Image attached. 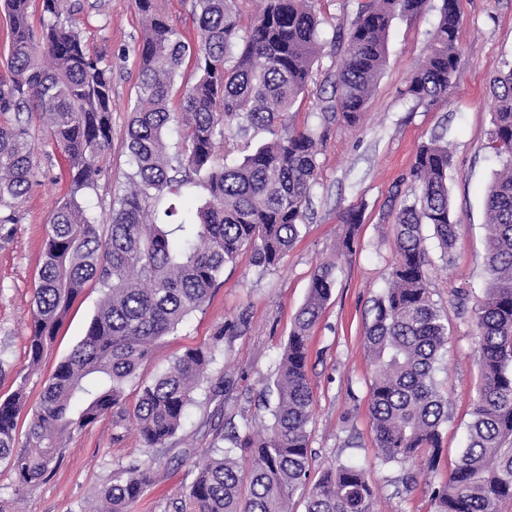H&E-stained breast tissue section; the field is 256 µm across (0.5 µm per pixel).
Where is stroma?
Here are the masks:
<instances>
[{"mask_svg":"<svg viewBox=\"0 0 512 512\" xmlns=\"http://www.w3.org/2000/svg\"><path fill=\"white\" fill-rule=\"evenodd\" d=\"M362 0H318L322 50L307 93L289 114L300 129L323 123L320 108L333 95L331 80L346 47L341 37ZM77 27L91 53L112 69V145L99 160L96 187L86 197L98 221L131 170L126 149L136 98L137 45L142 16L135 0H70ZM442 0H428L421 13L396 18L387 38V63L358 126L327 122L320 172L306 204V227L281 263L254 265L242 252L225 265L209 300L153 348L135 380L125 386V417H100L70 438L56 469L38 484L18 489L7 463H0V512H96L95 494L131 466L150 463L152 486L131 512H193L188 496L204 452L227 448V431L259 433L271 423L279 358L304 303L317 264L335 265L332 295L309 341L308 376L314 406L308 424L310 481L334 462L366 465L373 512H433L432 490L455 469L466 445L471 402L479 384L472 306L484 299L489 233L486 188L500 171L487 146L492 127L493 79L512 63V0H459L458 57L448 97L428 109L402 91L427 54ZM34 178L28 195L13 204L17 221L0 224V400L24 389L27 403L18 418L17 445L26 434L40 393L55 366L83 338L102 294L87 284L61 324L38 369H31L28 337L34 293L51 213L67 189L66 162L39 117H32ZM441 136L453 158L448 192L455 217L456 245L442 255L432 226L425 245L432 262L431 296L448 316V341L437 375L448 399L434 470L411 464L379 466L369 415L373 374L364 346L371 307L387 287L396 252L392 233L395 192L410 189V171L420 145ZM360 209L359 246L338 253L346 227L341 214ZM224 351L208 368L209 384L194 394L182 428L164 447L144 448L130 417L142 382L166 370L191 348L212 343L228 323Z\"/></svg>","mask_w":512,"mask_h":512,"instance_id":"obj_1","label":"stroma"}]
</instances>
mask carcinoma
I'll list each match as a JSON object with an SVG mask.
<instances>
[{"label": "carcinoma", "mask_w": 512, "mask_h": 512, "mask_svg": "<svg viewBox=\"0 0 512 512\" xmlns=\"http://www.w3.org/2000/svg\"><path fill=\"white\" fill-rule=\"evenodd\" d=\"M65 0H42L41 31L29 22L30 0H4L10 41L0 76V203L32 187L35 112L64 153L68 189L56 204L45 242L29 336V362L40 364L87 283L103 294L82 340L56 366L16 447L20 387L0 401V462L18 486L51 473L65 442L109 413H124L125 385L137 377L154 345L175 332L210 298L224 266L249 250L256 266L280 264L304 227V204L317 183L325 125L292 131L288 112L308 91L320 54L316 0H266L241 24L250 0H195L191 41L154 9L136 0L143 19L136 100L126 148L132 172L102 226L83 206L95 187L97 161L112 143V70L90 54ZM426 0H366L346 36L333 81L339 115L360 122L386 63L387 34L398 16L419 13ZM458 0H443L428 53L403 94L433 108L447 98L458 54ZM200 72L183 88L179 111L169 97L185 61ZM488 145L502 170L488 188L489 288L472 309L480 382L472 401L467 443L448 481L432 492L435 512H499L512 499V65L493 81ZM181 127L174 147L170 123ZM271 138L252 147L250 133ZM451 154L440 139L420 146L411 169L412 198L396 209V258L388 288L373 306L365 344L374 373L369 411L381 466L435 468L448 400L436 374L448 340V319L432 299L431 260L422 227H433L444 253L455 245L448 193ZM343 253L357 249L359 212L341 217ZM334 265L319 264L280 357L277 402L264 434L236 437L243 461L223 450L197 468L189 487L195 512H290L294 495L306 512H370L372 488L358 464H333L307 485V426L313 405L308 341L329 300ZM219 331L208 347L186 350L140 387L132 420L147 448H162L181 428L194 391L222 352ZM152 484L136 466L97 492V512H130Z\"/></svg>", "instance_id": "cac0c4a2"}]
</instances>
